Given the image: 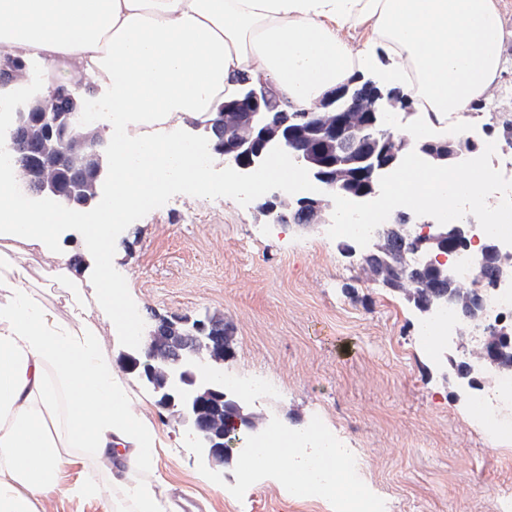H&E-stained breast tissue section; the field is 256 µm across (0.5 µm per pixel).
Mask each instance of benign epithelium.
<instances>
[{"label": "benign epithelium", "mask_w": 512, "mask_h": 512, "mask_svg": "<svg viewBox=\"0 0 512 512\" xmlns=\"http://www.w3.org/2000/svg\"><path fill=\"white\" fill-rule=\"evenodd\" d=\"M16 58L6 52L0 54V81L11 82L22 73ZM241 98L224 105V147L213 152L232 165L241 181L249 180L264 166L268 155L276 152L285 156L303 170L307 178L319 184L323 193L319 197H304L293 201L278 185L268 188L259 209L276 215L279 224L315 228L323 231L328 224L336 223V184L346 181L347 159L336 155L337 145L346 139V125L358 131L370 130L367 138L369 150L365 161L369 167L364 172L365 189L362 198L377 194L381 171L399 159L402 146L389 138L379 143L374 135L378 128L387 125L388 115L412 114V106L401 101L398 91L387 89L373 79L366 81L368 93L360 95L345 85L321 98L315 106L298 118L316 117V126L308 144L299 142L300 128L288 124L266 123L265 116L274 110V94L264 82L243 81ZM41 127L45 137L40 142L43 152L70 153L78 151L94 160L89 172L77 180L63 185L46 170L37 167L38 159L27 146L32 128ZM72 129L81 131L77 141L68 140ZM0 149L24 152L23 166L30 171L23 189L35 198H48L70 212L81 216L100 204L99 187L103 181V166L109 164L110 149L102 136L88 128L84 109L80 104V87L56 84L48 91L38 90L35 102L23 104L15 112L13 124L0 128ZM477 149V141L470 137L453 148L445 143H426L421 151L436 160H460L463 152ZM396 223L409 230L422 227L420 240L410 248L413 260H408L405 250L393 254V260L407 271L412 266L434 265L444 279L453 282L460 299L469 300L474 290L456 278L445 266L442 255L432 254L423 248L427 242H437L452 236H470V226L458 224L448 233L441 224L428 219L424 213L399 212ZM388 239L379 230L366 244L351 242L343 245L350 256L361 258L375 252H385ZM469 322L458 325V330L480 331L484 337L496 331L497 323L473 311ZM229 337L224 335V324L218 321L169 320L160 318L150 324L145 341L129 345L125 358L130 370L159 396V404L175 409L192 438L200 458L214 467L232 459L228 437L236 433L244 437L259 432L261 423L247 411L243 402L224 393V360L233 357ZM497 362L496 351L483 342L477 356L462 351L456 366L467 374L477 363Z\"/></svg>", "instance_id": "obj_1"}]
</instances>
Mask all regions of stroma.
<instances>
[{
  "label": "stroma",
  "mask_w": 512,
  "mask_h": 512,
  "mask_svg": "<svg viewBox=\"0 0 512 512\" xmlns=\"http://www.w3.org/2000/svg\"><path fill=\"white\" fill-rule=\"evenodd\" d=\"M501 71L467 121L503 140L512 120V0L503 11ZM257 201L195 195L173 187L158 205L113 233L112 265L123 273L122 300L142 325L152 315L222 318L233 338L228 370L262 374L277 387L256 412L307 423L320 415L360 450L358 484L393 512H495L512 492V435L477 427L453 377L417 346L415 313L382 288L333 233H309L261 216ZM357 288L343 292L344 284ZM130 406L147 411L159 439L158 472L182 512H333L330 501L290 498L283 453L254 485L236 464L203 465L187 431L125 366ZM42 512H100L71 494L82 473L98 471L87 450Z\"/></svg>",
  "instance_id": "stroma-1"
}]
</instances>
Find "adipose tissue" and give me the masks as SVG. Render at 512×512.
<instances>
[{"label": "adipose tissue", "mask_w": 512, "mask_h": 512, "mask_svg": "<svg viewBox=\"0 0 512 512\" xmlns=\"http://www.w3.org/2000/svg\"><path fill=\"white\" fill-rule=\"evenodd\" d=\"M502 0H0V47L78 70L101 86L112 115L111 218L87 224L100 272L80 277L57 235L65 213L37 211L0 166V512H38L88 449L135 512H175L157 474V436L99 344L94 313L125 339L138 333L112 269L111 224L182 184L262 199L267 182L302 180L279 157L247 184L210 166L172 119L204 121L241 78L269 83L283 105L306 109L357 72L379 70L409 90L421 117L413 140L443 138L496 79ZM474 173L404 166L395 195L447 209ZM40 253L48 264L33 268ZM60 290L61 305L36 288Z\"/></svg>", "instance_id": "obj_1"}]
</instances>
